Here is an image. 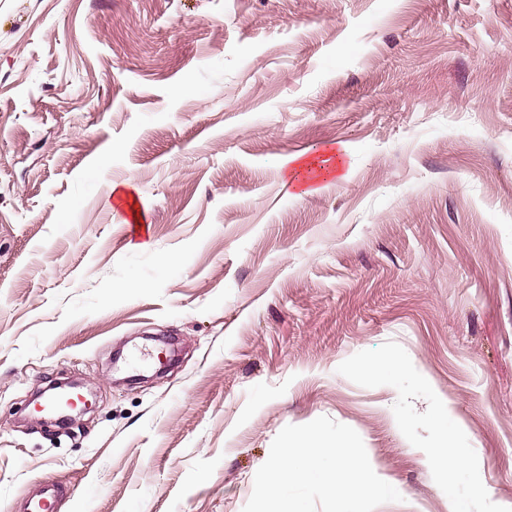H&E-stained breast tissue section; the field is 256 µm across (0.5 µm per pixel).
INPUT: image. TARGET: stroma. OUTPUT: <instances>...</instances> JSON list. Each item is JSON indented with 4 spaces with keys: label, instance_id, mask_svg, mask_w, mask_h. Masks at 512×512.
<instances>
[{
    "label": "stroma",
    "instance_id": "35a3bbf8",
    "mask_svg": "<svg viewBox=\"0 0 512 512\" xmlns=\"http://www.w3.org/2000/svg\"><path fill=\"white\" fill-rule=\"evenodd\" d=\"M321 416L512 512V0H0V512H243ZM40 490L28 496L24 502L23 511L16 512H54V505L65 490L62 482L55 478L46 477L40 482Z\"/></svg>",
    "mask_w": 512,
    "mask_h": 512
}]
</instances>
